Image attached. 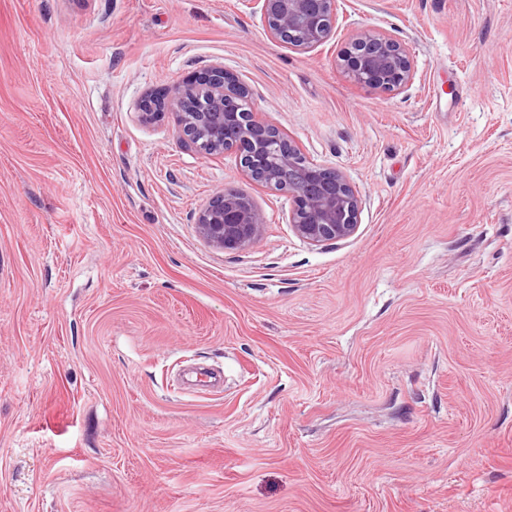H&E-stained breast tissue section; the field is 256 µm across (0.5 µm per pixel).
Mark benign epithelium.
Returning a JSON list of instances; mask_svg holds the SVG:
<instances>
[{"label": "benign epithelium", "instance_id": "7a95c632", "mask_svg": "<svg viewBox=\"0 0 512 512\" xmlns=\"http://www.w3.org/2000/svg\"><path fill=\"white\" fill-rule=\"evenodd\" d=\"M270 37L307 51L328 41L336 24V0H255ZM350 79L381 92L399 91L416 77L406 45L377 29L357 31L338 55ZM171 115L180 143L208 157L237 154L242 171L254 182L288 195L294 233L309 245L347 240L359 228V191L340 171L305 162L297 143L260 118L247 105L246 89L212 66L195 83L176 82L162 100H143L138 119L155 124ZM267 217L250 194L226 187L198 211L197 230L211 246L244 250L263 234Z\"/></svg>", "mask_w": 512, "mask_h": 512}]
</instances>
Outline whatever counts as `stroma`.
<instances>
[{"label":"stroma","mask_w":512,"mask_h":512,"mask_svg":"<svg viewBox=\"0 0 512 512\" xmlns=\"http://www.w3.org/2000/svg\"><path fill=\"white\" fill-rule=\"evenodd\" d=\"M360 27L409 87L334 59ZM223 64L363 204L319 246L148 94ZM268 222L227 253L218 191ZM0 512H512V0H0ZM245 1L261 4L270 37L295 50L307 51L323 45L336 24L335 0ZM338 62L354 83L381 92L404 89L416 77L406 45L377 29H361L353 34L340 51ZM267 217L250 194L227 187L198 211L197 230L211 246L236 252L253 245L263 234Z\"/></svg>","instance_id":"35a3bbf8"}]
</instances>
